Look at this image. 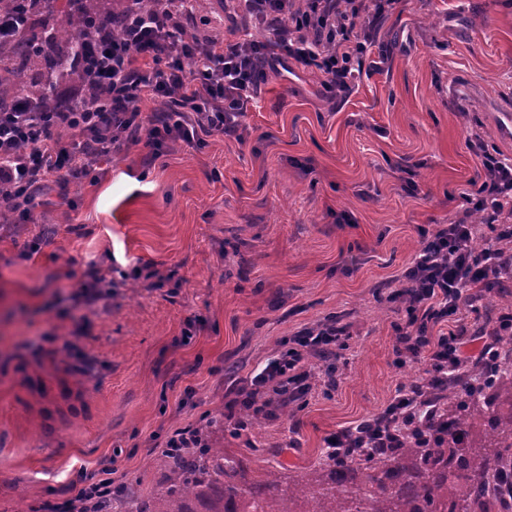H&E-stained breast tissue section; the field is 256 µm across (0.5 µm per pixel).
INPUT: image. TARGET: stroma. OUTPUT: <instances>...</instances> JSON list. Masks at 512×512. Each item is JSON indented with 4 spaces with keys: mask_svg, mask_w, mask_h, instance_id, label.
<instances>
[{
    "mask_svg": "<svg viewBox=\"0 0 512 512\" xmlns=\"http://www.w3.org/2000/svg\"><path fill=\"white\" fill-rule=\"evenodd\" d=\"M377 43V72L346 99L322 98L308 71L272 77L244 143L211 136L151 166L130 148L35 223L0 228V512H38L103 471L149 493L167 438L233 399L227 367L248 376L335 316L349 333L335 385L316 377L294 419L259 434H216L225 454L323 462L326 437L418 377L396 362L393 295L420 228L466 207L464 125L512 157L498 118L512 113V0H401ZM93 264L114 285L86 305Z\"/></svg>",
    "mask_w": 512,
    "mask_h": 512,
    "instance_id": "obj_1",
    "label": "stroma"
}]
</instances>
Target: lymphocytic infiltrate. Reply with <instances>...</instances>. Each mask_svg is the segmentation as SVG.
<instances>
[{
	"instance_id": "lymphocytic-infiltrate-1",
	"label": "lymphocytic infiltrate",
	"mask_w": 512,
	"mask_h": 512,
	"mask_svg": "<svg viewBox=\"0 0 512 512\" xmlns=\"http://www.w3.org/2000/svg\"><path fill=\"white\" fill-rule=\"evenodd\" d=\"M176 2L154 0L151 9L128 14L124 35L89 37L95 80L82 87L79 111L32 112L21 105L0 113V214L30 223L38 199L52 187L104 174L112 156L133 145L147 147L150 166L178 143L200 145L213 135L243 141L250 106L270 76L291 64L319 75L324 97H346L363 74L379 23L399 0H241L245 17L269 18V36L258 41L245 33L228 42L189 31ZM146 96L160 102V111H141ZM465 146L481 173L463 197L495 226L496 239L480 242L464 215L421 229V247L402 274L408 321L397 329L396 355L398 363L421 366L422 376L373 416V424L390 430L372 442L382 456L402 447L416 418L436 416L427 395L443 374L474 361L492 371L500 337L512 330V313H501L475 356L468 353L467 327L445 336L426 333V323L471 307L473 287L512 276V253L504 248L512 241V158L489 150L471 126ZM345 334V326L331 320L292 336L259 373L244 379L240 408L265 410L272 399L287 396L303 400L311 388L307 356L337 357Z\"/></svg>"
}]
</instances>
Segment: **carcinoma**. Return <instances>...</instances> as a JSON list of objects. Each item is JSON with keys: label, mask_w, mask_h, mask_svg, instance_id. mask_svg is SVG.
<instances>
[{"label": "carcinoma", "mask_w": 512, "mask_h": 512, "mask_svg": "<svg viewBox=\"0 0 512 512\" xmlns=\"http://www.w3.org/2000/svg\"><path fill=\"white\" fill-rule=\"evenodd\" d=\"M54 0H0V14L13 30L0 37V111L24 98L40 112H73L57 85L87 83V36L128 12L129 0H66L59 19ZM476 368L448 376L445 423L429 440L410 439L382 458L350 455L345 460L284 473L266 469L248 477L242 459L224 456L211 434L224 428L220 411L196 427L193 440L166 448L155 461L163 481L146 495L125 485L84 512H512L504 483L512 477V411L498 410L512 399V336L504 341L497 375L467 389Z\"/></svg>", "instance_id": "obj_1"}]
</instances>
